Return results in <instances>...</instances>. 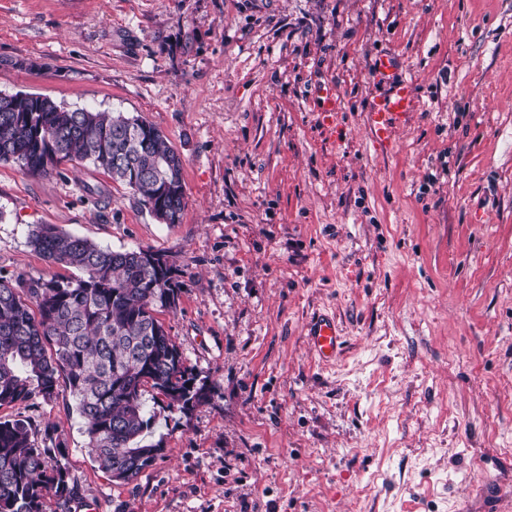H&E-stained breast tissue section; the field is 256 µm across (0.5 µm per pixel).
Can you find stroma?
<instances>
[{
	"mask_svg": "<svg viewBox=\"0 0 512 512\" xmlns=\"http://www.w3.org/2000/svg\"><path fill=\"white\" fill-rule=\"evenodd\" d=\"M380 57L419 99L387 147ZM18 92L141 117L183 158L176 224L92 165L0 162V276H75L39 224L165 254L161 319L208 389L188 415L144 393L164 452L128 483L66 386L1 407L57 424L69 512H512V0H0ZM306 340L309 348L323 362L335 361L341 351V335L336 321L318 314L308 324Z\"/></svg>",
	"mask_w": 512,
	"mask_h": 512,
	"instance_id": "stroma-1",
	"label": "stroma"
}]
</instances>
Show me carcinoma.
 <instances>
[{"label": "carcinoma", "instance_id": "carcinoma-1", "mask_svg": "<svg viewBox=\"0 0 512 512\" xmlns=\"http://www.w3.org/2000/svg\"><path fill=\"white\" fill-rule=\"evenodd\" d=\"M122 112L68 110L48 97L0 99V161L36 176L89 162L129 186L145 207L176 151L151 123L128 130ZM182 213V176L163 199ZM31 245L48 262L74 268L73 278H0V407L33 398L50 401L63 382L74 398L99 468L136 479L162 454L150 440L145 386L189 415L207 400L192 369L156 314L179 298L180 270L150 266V249L114 251L39 225ZM56 426L35 438L29 421L0 419V512H47V500L66 506L77 493Z\"/></svg>", "mask_w": 512, "mask_h": 512}]
</instances>
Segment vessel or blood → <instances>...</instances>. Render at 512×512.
Instances as JSON below:
<instances>
[{"label": "vessel or blood", "mask_w": 512, "mask_h": 512, "mask_svg": "<svg viewBox=\"0 0 512 512\" xmlns=\"http://www.w3.org/2000/svg\"><path fill=\"white\" fill-rule=\"evenodd\" d=\"M418 100L409 81H392L389 92L375 100L365 114L366 128L380 145H390L398 127L407 122ZM306 340L309 348L324 362L336 359L341 351V335L333 317L320 314L308 324Z\"/></svg>", "instance_id": "vessel-or-blood-1"}]
</instances>
